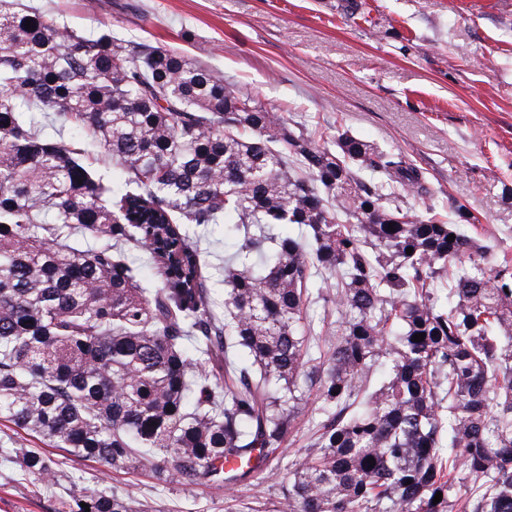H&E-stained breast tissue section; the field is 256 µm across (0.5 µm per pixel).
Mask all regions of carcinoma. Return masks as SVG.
Wrapping results in <instances>:
<instances>
[{
    "label": "carcinoma",
    "mask_w": 512,
    "mask_h": 512,
    "mask_svg": "<svg viewBox=\"0 0 512 512\" xmlns=\"http://www.w3.org/2000/svg\"><path fill=\"white\" fill-rule=\"evenodd\" d=\"M442 208L400 150L320 144L178 53L0 0V419L220 487L262 472L314 392L271 512H512V265ZM224 223L219 312L198 237ZM68 501L139 512L75 482ZM319 406V401L315 396H311L309 401V411L304 416L301 424L297 427L299 429L294 430L286 436L280 447L282 448V453L269 463L270 467L277 469L279 472L280 480L283 477H288V473L295 467V464H297L303 456L304 448H306L310 441L307 420L311 419V417H317Z\"/></svg>",
    "instance_id": "1"
}]
</instances>
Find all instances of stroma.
I'll list each match as a JSON object with an SVG mask.
<instances>
[{
    "mask_svg": "<svg viewBox=\"0 0 512 512\" xmlns=\"http://www.w3.org/2000/svg\"><path fill=\"white\" fill-rule=\"evenodd\" d=\"M71 27L181 52L324 137L338 126L406 153L445 204H465L493 258L512 259V0H23ZM201 247L207 286L224 299V228ZM51 458L43 491L25 453ZM141 512H230L278 488L163 485L115 471L0 421V512H61L72 482Z\"/></svg>",
    "mask_w": 512,
    "mask_h": 512,
    "instance_id": "35a3bbf8",
    "label": "stroma"
}]
</instances>
